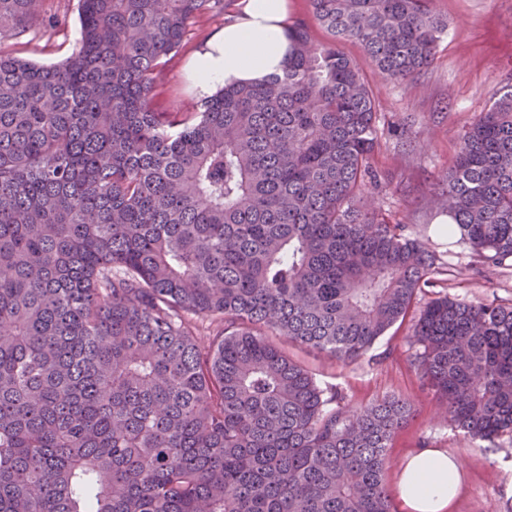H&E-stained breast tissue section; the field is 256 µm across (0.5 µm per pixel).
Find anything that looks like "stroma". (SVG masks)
<instances>
[{
  "mask_svg": "<svg viewBox=\"0 0 512 512\" xmlns=\"http://www.w3.org/2000/svg\"><path fill=\"white\" fill-rule=\"evenodd\" d=\"M239 4L231 0L220 17L196 18L190 36L156 79L155 111L186 112L199 102L193 57L236 16ZM43 7L62 19L50 38L31 30L8 32L0 37V50L40 64H56L68 56L80 38L79 0H45ZM434 7L447 19L448 34L439 42L433 64L401 84L367 75L379 112L373 165L380 184L364 205L390 207L412 236L433 242L440 294L464 303L510 306L512 266L486 268L465 244L440 233L446 215L435 185L453 166L461 138L479 113L512 91V0H434ZM412 323L409 317L396 323L363 359L347 365L284 339L279 345L314 374L326 394H342L350 408L385 394L413 404V418L391 442L387 487L395 486L404 457L428 444L448 449L464 462V488L452 512H512V436L476 441L449 424L414 362Z\"/></svg>",
  "mask_w": 512,
  "mask_h": 512,
  "instance_id": "35a3bbf8",
  "label": "stroma"
}]
</instances>
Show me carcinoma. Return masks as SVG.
<instances>
[{"instance_id": "carcinoma-1", "label": "carcinoma", "mask_w": 512, "mask_h": 512, "mask_svg": "<svg viewBox=\"0 0 512 512\" xmlns=\"http://www.w3.org/2000/svg\"><path fill=\"white\" fill-rule=\"evenodd\" d=\"M0 0V35L47 29ZM290 56L197 112L155 76L224 0H79L56 65L0 51V512H391L409 400L350 410L272 340L366 355L433 286L436 255L377 187L365 69L406 82L448 21L433 0H309ZM352 41L363 59L339 47ZM448 233L512 260V93L461 138ZM221 318L207 346L195 318ZM415 360L455 428L512 433V306L429 300ZM293 4L292 13L289 18V24H292L296 20H305L308 26L314 32V36L319 41H329L331 39L330 35L326 33L324 30L317 27L312 13L311 7L308 0H289Z\"/></svg>"}]
</instances>
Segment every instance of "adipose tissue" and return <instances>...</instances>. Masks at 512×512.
Instances as JSON below:
<instances>
[{
    "label": "adipose tissue",
    "instance_id": "ef3b65f1",
    "mask_svg": "<svg viewBox=\"0 0 512 512\" xmlns=\"http://www.w3.org/2000/svg\"><path fill=\"white\" fill-rule=\"evenodd\" d=\"M288 0H244L240 17L196 54L195 86L208 97L231 83H260L288 59ZM464 463L444 448L409 453L398 479L399 512H448L462 488Z\"/></svg>",
    "mask_w": 512,
    "mask_h": 512
}]
</instances>
